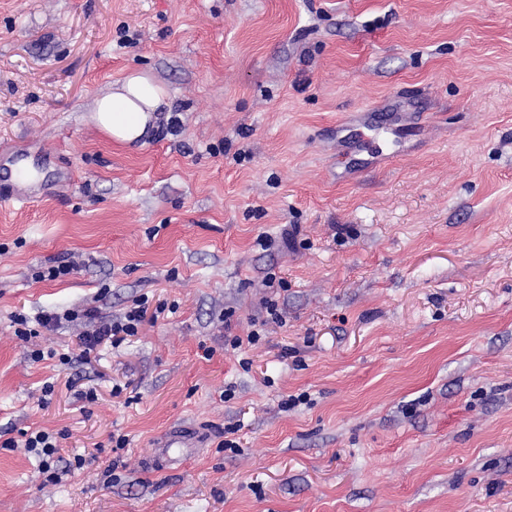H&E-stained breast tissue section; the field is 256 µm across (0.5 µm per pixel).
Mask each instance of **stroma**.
I'll use <instances>...</instances> for the list:
<instances>
[{"mask_svg":"<svg viewBox=\"0 0 512 512\" xmlns=\"http://www.w3.org/2000/svg\"><path fill=\"white\" fill-rule=\"evenodd\" d=\"M132 70L170 106L119 145L91 108ZM8 192L0 512H512V0H0ZM143 297L176 310L81 363L79 323L15 335ZM33 430L97 459L45 482ZM263 307L265 309V312L267 314L266 318H262L259 320L258 318H254L251 321V326L253 327H259V329H252L249 331V333L246 336V341L248 344H256L261 339V333L264 329L263 327L266 326L270 321L271 322H280L282 321L281 313L278 310V304L275 300L272 299H266L263 303ZM260 330V331H259Z\"/></svg>","mask_w":512,"mask_h":512,"instance_id":"obj_1","label":"stroma"}]
</instances>
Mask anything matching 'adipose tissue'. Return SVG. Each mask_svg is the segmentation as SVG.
Returning a JSON list of instances; mask_svg holds the SVG:
<instances>
[{
  "label": "adipose tissue",
  "instance_id": "adipose-tissue-1",
  "mask_svg": "<svg viewBox=\"0 0 512 512\" xmlns=\"http://www.w3.org/2000/svg\"><path fill=\"white\" fill-rule=\"evenodd\" d=\"M169 105L167 89L141 71L128 73L95 101L96 127L119 144L140 139L154 113Z\"/></svg>",
  "mask_w": 512,
  "mask_h": 512
}]
</instances>
